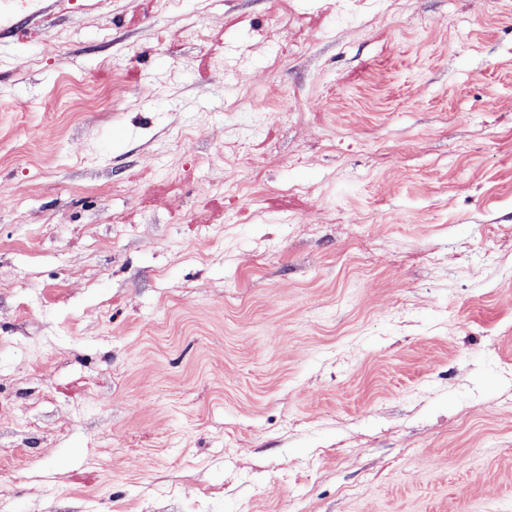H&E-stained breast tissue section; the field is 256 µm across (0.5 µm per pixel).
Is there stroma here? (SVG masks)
Wrapping results in <instances>:
<instances>
[{"label": "stroma", "mask_w": 512, "mask_h": 512, "mask_svg": "<svg viewBox=\"0 0 512 512\" xmlns=\"http://www.w3.org/2000/svg\"><path fill=\"white\" fill-rule=\"evenodd\" d=\"M494 503L512 0H0V512Z\"/></svg>", "instance_id": "stroma-1"}]
</instances>
